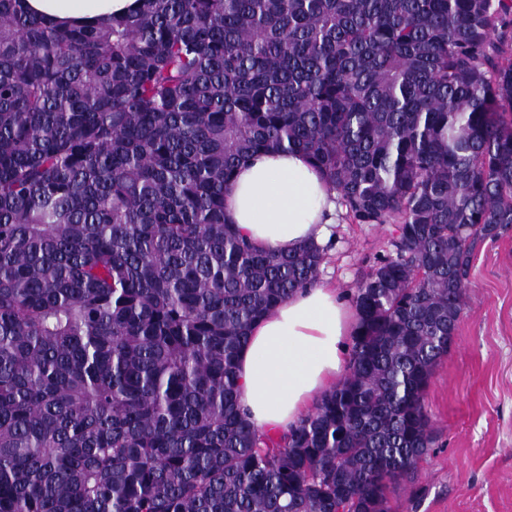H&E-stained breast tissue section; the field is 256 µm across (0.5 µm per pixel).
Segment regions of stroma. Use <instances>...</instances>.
I'll list each match as a JSON object with an SVG mask.
<instances>
[{
  "instance_id": "1",
  "label": "stroma",
  "mask_w": 512,
  "mask_h": 512,
  "mask_svg": "<svg viewBox=\"0 0 512 512\" xmlns=\"http://www.w3.org/2000/svg\"><path fill=\"white\" fill-rule=\"evenodd\" d=\"M391 224L339 217L319 279L352 295ZM425 402L436 442L414 481L389 495L391 512H512V231L477 247L454 341Z\"/></svg>"
}]
</instances>
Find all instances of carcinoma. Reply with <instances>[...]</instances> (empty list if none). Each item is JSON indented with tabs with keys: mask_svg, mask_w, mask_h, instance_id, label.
<instances>
[{
	"mask_svg": "<svg viewBox=\"0 0 512 512\" xmlns=\"http://www.w3.org/2000/svg\"><path fill=\"white\" fill-rule=\"evenodd\" d=\"M140 2L59 29L0 0V512H390L512 230V0ZM279 150L396 236L345 377L271 434L238 355L328 246L260 249L224 194Z\"/></svg>",
	"mask_w": 512,
	"mask_h": 512,
	"instance_id": "obj_1",
	"label": "carcinoma"
}]
</instances>
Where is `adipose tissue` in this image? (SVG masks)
Segmentation results:
<instances>
[{"label": "adipose tissue", "instance_id": "obj_1", "mask_svg": "<svg viewBox=\"0 0 512 512\" xmlns=\"http://www.w3.org/2000/svg\"><path fill=\"white\" fill-rule=\"evenodd\" d=\"M139 0H24L26 11L60 27L108 23ZM228 220L272 251L326 243L337 194L300 152H270L242 166L226 194ZM356 314L335 289L298 291L253 325L238 361L241 403L261 431L296 424L341 375Z\"/></svg>", "mask_w": 512, "mask_h": 512}]
</instances>
